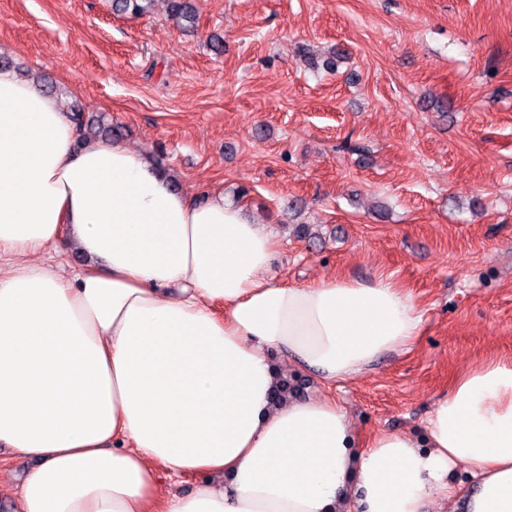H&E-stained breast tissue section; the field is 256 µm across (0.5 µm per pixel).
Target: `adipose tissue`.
Instances as JSON below:
<instances>
[{
	"mask_svg": "<svg viewBox=\"0 0 512 512\" xmlns=\"http://www.w3.org/2000/svg\"><path fill=\"white\" fill-rule=\"evenodd\" d=\"M64 231L79 269L47 251ZM276 252L222 193L80 140L35 79L0 69V444L38 460L23 512H429L460 494L512 512V363L457 378L422 439L361 445L336 402L274 400L277 361L357 378L422 322L384 275L272 284ZM159 464L197 486L163 496Z\"/></svg>",
	"mask_w": 512,
	"mask_h": 512,
	"instance_id": "ef3b65f1",
	"label": "adipose tissue"
}]
</instances>
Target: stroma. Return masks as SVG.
<instances>
[{
	"label": "stroma",
	"instance_id": "obj_1",
	"mask_svg": "<svg viewBox=\"0 0 512 512\" xmlns=\"http://www.w3.org/2000/svg\"><path fill=\"white\" fill-rule=\"evenodd\" d=\"M189 2L183 29L164 0H0V57L180 191L266 225L274 282L392 275L422 315L409 350L330 390L279 369L299 396L332 394L360 441L423 431L455 379L512 362V0ZM334 48L336 69L307 64ZM34 464L0 445V512H21Z\"/></svg>",
	"mask_w": 512,
	"mask_h": 512
}]
</instances>
